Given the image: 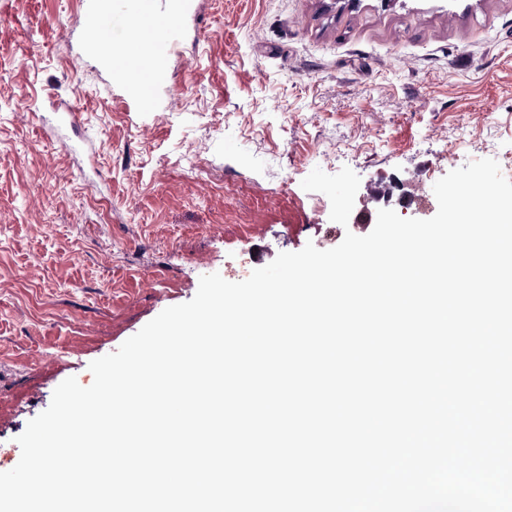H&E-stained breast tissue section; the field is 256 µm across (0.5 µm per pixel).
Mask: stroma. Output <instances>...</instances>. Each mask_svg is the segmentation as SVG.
I'll return each instance as SVG.
<instances>
[{
	"label": "stroma",
	"mask_w": 512,
	"mask_h": 512,
	"mask_svg": "<svg viewBox=\"0 0 512 512\" xmlns=\"http://www.w3.org/2000/svg\"><path fill=\"white\" fill-rule=\"evenodd\" d=\"M172 24L148 112L75 64L78 0H0V448L202 275L431 218L436 181L512 154V0H193ZM345 166L343 226L301 182Z\"/></svg>",
	"instance_id": "obj_1"
}]
</instances>
